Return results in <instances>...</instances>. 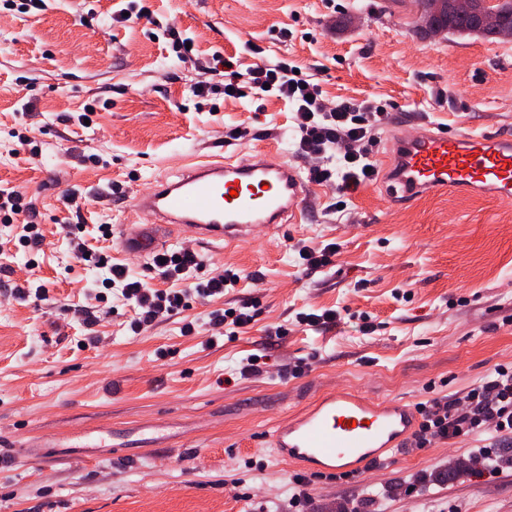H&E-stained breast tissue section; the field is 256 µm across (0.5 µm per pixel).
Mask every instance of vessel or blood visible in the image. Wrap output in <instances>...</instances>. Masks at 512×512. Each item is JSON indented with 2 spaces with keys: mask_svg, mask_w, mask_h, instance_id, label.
I'll return each instance as SVG.
<instances>
[{
  "mask_svg": "<svg viewBox=\"0 0 512 512\" xmlns=\"http://www.w3.org/2000/svg\"><path fill=\"white\" fill-rule=\"evenodd\" d=\"M381 169L384 194L410 202L446 190L512 203L510 135H472L435 124L420 136L402 129L382 156ZM306 199L299 169L270 150L198 161L133 198L136 221L122 225L121 243L150 255L180 230L220 247L248 239L258 226L276 236L284 225L302 223ZM417 420L406 401L340 393L282 420L262 443L285 461L336 474L398 448Z\"/></svg>",
  "mask_w": 512,
  "mask_h": 512,
  "instance_id": "b4317fda",
  "label": "vessel or blood"
}]
</instances>
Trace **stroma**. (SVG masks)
I'll return each instance as SVG.
<instances>
[{
	"mask_svg": "<svg viewBox=\"0 0 512 512\" xmlns=\"http://www.w3.org/2000/svg\"><path fill=\"white\" fill-rule=\"evenodd\" d=\"M145 5L148 15L116 24L120 0H57L26 13L0 0V188L32 204L44 235L32 255L19 226L0 223V283L47 292L40 303L0 297V446L21 455L0 466V512H294L300 469L257 447L262 432L335 391L415 405L512 360V205L434 195L399 208L371 182L339 212L332 190L312 185L305 221L279 236L196 244L203 265L188 280L227 265L241 282L221 298H191L138 335L131 307L103 295L98 259L152 287L183 288L120 248L134 194L196 157L266 146L292 161L288 105L247 88L224 97L223 78L202 68L214 53L242 71L285 56L330 100L372 101L385 117L377 156L402 123L512 136V39L421 35L414 0ZM167 27L192 38L190 59L171 50ZM208 79L214 93L194 96ZM104 224L112 236L102 237ZM78 241L92 259L77 257ZM331 242L334 265L307 272L297 245ZM242 304L253 322L210 341V313ZM327 308L342 314L334 329L295 322ZM251 357L266 372L241 374ZM297 358L313 359L311 371L281 378L279 365ZM46 438L60 454L32 455ZM483 445L467 436L408 448L385 468L316 481L307 512H512L511 462L481 477L448 472L449 456ZM411 483L417 494H400Z\"/></svg>",
	"mask_w": 512,
	"mask_h": 512,
	"instance_id": "stroma-1",
	"label": "stroma"
}]
</instances>
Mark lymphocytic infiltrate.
I'll return each instance as SVG.
<instances>
[{
    "instance_id": "obj_1",
    "label": "lymphocytic infiltrate",
    "mask_w": 512,
    "mask_h": 512,
    "mask_svg": "<svg viewBox=\"0 0 512 512\" xmlns=\"http://www.w3.org/2000/svg\"><path fill=\"white\" fill-rule=\"evenodd\" d=\"M206 69L223 77L224 94L229 98L238 97L244 83L260 93L275 88L279 98L292 108L294 152L307 161L315 182L333 185L338 193L345 194L374 181L369 147L376 139L377 114L368 101L329 102L320 83L297 74L295 66L284 57L242 72L228 66L226 58L217 54ZM17 218L23 224L19 238L23 247L42 251L44 236L36 212L26 207L16 192L1 188L0 220L10 224ZM240 280L239 273L227 268L195 282L188 291L160 290L132 276L128 267L114 264L104 285L118 290L132 304L134 316L129 327L137 334L177 314L187 295L201 299L222 296ZM418 412L421 423L408 442L412 448H427L472 434L512 438V361L496 365L466 391L420 403Z\"/></svg>"
}]
</instances>
